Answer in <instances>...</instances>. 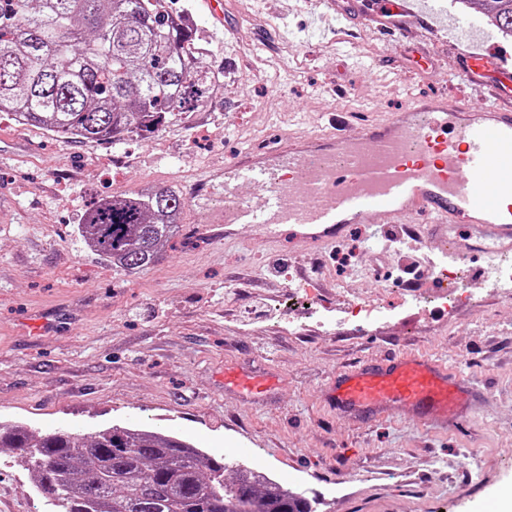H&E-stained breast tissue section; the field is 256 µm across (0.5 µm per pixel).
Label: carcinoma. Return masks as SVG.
I'll use <instances>...</instances> for the list:
<instances>
[{"label": "carcinoma", "mask_w": 512, "mask_h": 512, "mask_svg": "<svg viewBox=\"0 0 512 512\" xmlns=\"http://www.w3.org/2000/svg\"><path fill=\"white\" fill-rule=\"evenodd\" d=\"M161 0H0V113L69 142L141 141L203 109L224 68ZM512 36V0H469ZM172 187L99 203L78 232L123 272L154 264L179 229ZM58 512H304L307 497L159 431L114 424L85 436L0 428Z\"/></svg>", "instance_id": "obj_1"}]
</instances>
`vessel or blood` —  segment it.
<instances>
[{
    "instance_id": "obj_1",
    "label": "vessel or blood",
    "mask_w": 512,
    "mask_h": 512,
    "mask_svg": "<svg viewBox=\"0 0 512 512\" xmlns=\"http://www.w3.org/2000/svg\"><path fill=\"white\" fill-rule=\"evenodd\" d=\"M393 13L448 23L447 0H393ZM458 71L485 81L493 101L420 93L380 120L329 115L323 131L284 135L267 151L244 149L226 164L216 223L254 224L262 240L288 231L300 253L335 244L355 224L386 232L410 225L420 243L469 263L512 255V54L474 48ZM249 183L264 200L244 201ZM272 377L234 367L225 388L263 396ZM336 409L358 426L405 419L445 429L476 419L489 396L447 362L394 352L338 370Z\"/></svg>"
}]
</instances>
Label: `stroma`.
<instances>
[{"label":"stroma","instance_id":"1","mask_svg":"<svg viewBox=\"0 0 512 512\" xmlns=\"http://www.w3.org/2000/svg\"><path fill=\"white\" fill-rule=\"evenodd\" d=\"M450 29L409 19L411 38L350 26L315 0H224L225 26L201 0H170L213 61L231 71L206 111L143 142L73 143L0 115V424L44 435H91L126 424L158 429L266 469L309 492L316 512H483L512 489V295H495L472 265L478 303L437 308L426 280L386 286L443 263L407 236L360 224L321 253L295 257L289 235L258 244L246 228L211 223L224 166L238 150L271 149L277 133L321 131L339 110L381 119L418 93L482 99L455 72L480 44L512 52L466 0H447ZM391 54L401 78H385ZM145 183L178 187L179 237L136 273L114 271L77 231L103 197ZM377 309L337 324L353 298ZM409 349L489 380L477 420L445 431L399 421L359 427L337 416L324 387L352 362ZM228 365L280 385L258 400L224 389ZM0 507L53 512L18 448L0 447Z\"/></svg>","mask_w":512,"mask_h":512}]
</instances>
